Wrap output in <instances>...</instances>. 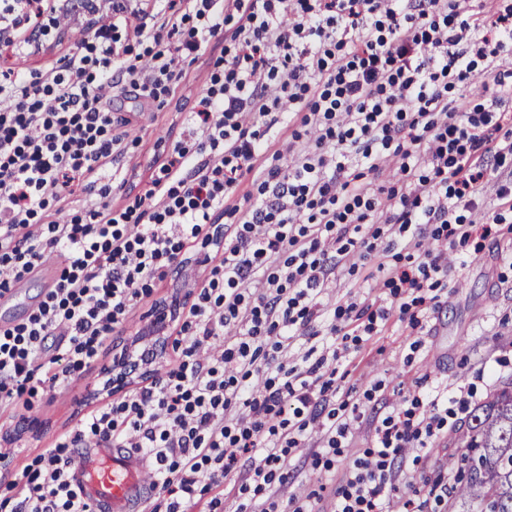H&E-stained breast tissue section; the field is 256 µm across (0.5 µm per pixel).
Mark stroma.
I'll use <instances>...</instances> for the list:
<instances>
[{
    "label": "stroma",
    "mask_w": 512,
    "mask_h": 512,
    "mask_svg": "<svg viewBox=\"0 0 512 512\" xmlns=\"http://www.w3.org/2000/svg\"><path fill=\"white\" fill-rule=\"evenodd\" d=\"M80 38V32L75 30H52L42 36L39 50L23 56L0 45V69L16 66L38 73L61 67L75 52ZM183 68L193 80L175 97L147 102L132 92H114L112 110L128 118L126 131L135 143L130 146L128 157L116 158L101 180L123 183L125 199L143 193L156 168L155 147H169L182 134L184 118L203 85L204 73L196 63H184ZM505 218L508 228L498 237L471 238L454 255L448 264V286L442 293L441 304L426 314L421 328L406 327L393 313L383 335L342 353L336 363V399L358 404L360 412L346 451L334 458L329 468L315 469L310 461L316 443L298 449L290 460L288 484L279 488L278 499L287 500L294 493H312L317 497L319 512H329L332 490L353 459L371 446L379 420L403 396L471 382L477 388L475 400L480 403L512 379V212L506 213ZM374 269L373 261L362 259L357 262L356 272L337 269L329 280L327 294L320 297L321 302L381 296ZM209 271V265L198 261L182 276H166L157 283L152 297L136 304L120 336L110 337L109 348L94 368L74 375L54 389L38 392L32 402L18 401L11 417L0 416V448L14 451L10 465L0 469V499L18 495V488L11 484L14 473L51 447L60 434L75 428L87 410L110 403V396L98 391L99 373L111 365L112 347L118 340L129 342L139 337L145 321L151 317L155 299L186 295L192 284L202 281ZM53 278L50 271L32 274L1 296L0 326L26 319L31 308L48 292ZM377 383L383 386L379 398L365 400V391ZM24 418L29 421L28 428L18 429L19 420ZM458 451L457 433L452 430L419 457L409 456L397 463L396 488L388 494L391 512H402L408 482L447 475L448 458Z\"/></svg>",
    "instance_id": "stroma-1"
}]
</instances>
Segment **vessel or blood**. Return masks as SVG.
Segmentation results:
<instances>
[{
    "label": "vessel or blood",
    "mask_w": 512,
    "mask_h": 512,
    "mask_svg": "<svg viewBox=\"0 0 512 512\" xmlns=\"http://www.w3.org/2000/svg\"><path fill=\"white\" fill-rule=\"evenodd\" d=\"M145 465L133 449L89 446L79 450L72 476L95 512H141L153 492Z\"/></svg>",
    "instance_id": "1"
}]
</instances>
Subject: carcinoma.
Listing matches in <instances>:
<instances>
[{"instance_id":"cac0c4a2","label":"carcinoma","mask_w":512,"mask_h":512,"mask_svg":"<svg viewBox=\"0 0 512 512\" xmlns=\"http://www.w3.org/2000/svg\"><path fill=\"white\" fill-rule=\"evenodd\" d=\"M460 452L448 458L457 474V512H512V382L474 408L460 432Z\"/></svg>"}]
</instances>
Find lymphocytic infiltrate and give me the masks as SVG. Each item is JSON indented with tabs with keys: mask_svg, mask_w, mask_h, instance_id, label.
<instances>
[{
	"mask_svg": "<svg viewBox=\"0 0 512 512\" xmlns=\"http://www.w3.org/2000/svg\"><path fill=\"white\" fill-rule=\"evenodd\" d=\"M0 0V41L38 49L35 29L82 23L65 67L0 71V289L47 261L64 266L27 322L0 328V410L52 389L98 359L135 303L152 293L217 223L244 173L253 192L239 224L180 326L175 359L152 381L90 410L22 471L14 512H91L73 484L76 449L92 443L147 457L165 512H220L222 487L242 475L249 512H277L294 449L311 439L341 456L355 418L337 404L336 360L297 337L352 327V345L378 335L390 312L418 328L440 303L447 254L473 232L498 235L493 215L468 219L487 162L512 161V99L499 62L512 47V4L490 0ZM147 66L131 63L134 44ZM213 50L203 89L144 193L113 204L102 171L127 151L112 94H175L185 58ZM492 75L489 104L448 93ZM302 143L292 166L275 146ZM403 184L386 199L363 184L385 156ZM96 190L72 208L76 187ZM431 248H423V239ZM418 249L390 263L394 240ZM377 257L390 306L321 304L330 274L351 255ZM61 337L44 357L46 337ZM452 395L405 396L333 494V512H382L392 467L425 450L468 407Z\"/></svg>",
	"mask_w": 512,
	"mask_h": 512,
	"instance_id": "obj_1",
	"label": "lymphocytic infiltrate"
}]
</instances>
